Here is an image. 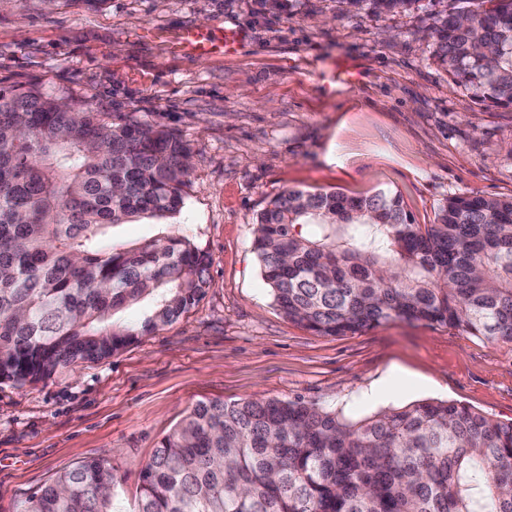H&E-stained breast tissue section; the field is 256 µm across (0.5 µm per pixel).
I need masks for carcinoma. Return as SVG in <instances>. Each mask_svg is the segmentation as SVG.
<instances>
[{"instance_id":"carcinoma-1","label":"carcinoma","mask_w":512,"mask_h":512,"mask_svg":"<svg viewBox=\"0 0 512 512\" xmlns=\"http://www.w3.org/2000/svg\"><path fill=\"white\" fill-rule=\"evenodd\" d=\"M402 13L419 0H343ZM435 13L433 58L475 100L512 106V0ZM190 147L91 100L0 87V383L45 381L112 356L189 311L208 265L183 235L128 248L112 228L181 213ZM262 278L288 319L323 336L394 319L512 343V199L455 196L417 224L400 197L288 188L257 217ZM150 298L135 326L113 316ZM96 458L20 512H121ZM136 512H512V422L452 401L359 420L296 400L198 402L139 473Z\"/></svg>"}]
</instances>
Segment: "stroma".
Instances as JSON below:
<instances>
[{"label": "stroma", "mask_w": 512, "mask_h": 512, "mask_svg": "<svg viewBox=\"0 0 512 512\" xmlns=\"http://www.w3.org/2000/svg\"><path fill=\"white\" fill-rule=\"evenodd\" d=\"M435 9L347 13L341 0H0V86L92 97L97 111L176 130L191 148L186 205L114 227L129 247L171 233L211 284L188 313L111 358L22 387L0 384V512L56 473L109 454L123 512L158 442L202 400L300 398L352 418L425 400L512 421V344L392 320L321 336L275 305L252 251L282 190L397 193L416 223L448 198L512 197V107H487L431 57ZM156 27L243 32L196 60ZM350 63L354 87L332 73Z\"/></svg>", "instance_id": "1"}]
</instances>
